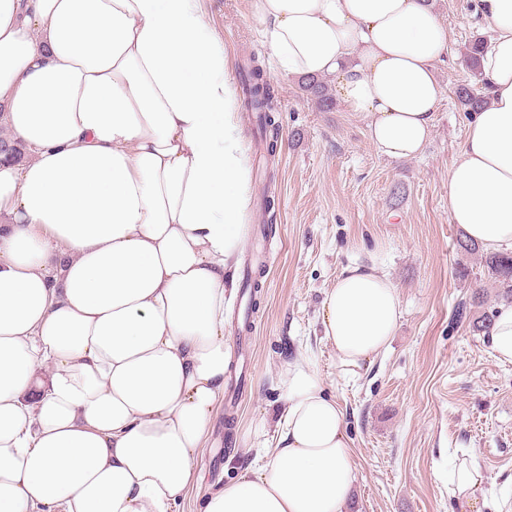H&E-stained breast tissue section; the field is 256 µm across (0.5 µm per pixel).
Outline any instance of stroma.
Masks as SVG:
<instances>
[{"label":"stroma","mask_w":512,"mask_h":512,"mask_svg":"<svg viewBox=\"0 0 512 512\" xmlns=\"http://www.w3.org/2000/svg\"><path fill=\"white\" fill-rule=\"evenodd\" d=\"M478 0H434L448 32L436 68L443 88L433 131L420 156L393 161L371 146L366 124L343 104L319 110L298 79L277 71L251 0H203L224 41L228 78L258 57L280 104L273 163L259 159L251 112L240 118L250 158L242 264L258 263L261 289L250 332L239 333V296L224 305L232 375H244L235 406L220 405L197 457L199 478L174 512H202L209 492L234 481L274 447L283 407L280 373L304 358L345 413L356 465L353 512H459L448 489L455 458H476L478 500H512V363L496 360L484 334L458 317L482 294L499 307V285L479 254L460 248L448 217V171L467 118L453 94L473 83L463 53L490 32ZM273 207H266V200ZM349 265L372 267L398 287L403 317L389 349L361 375H340L321 326V303Z\"/></svg>","instance_id":"obj_1"}]
</instances>
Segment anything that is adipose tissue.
<instances>
[{
  "mask_svg": "<svg viewBox=\"0 0 512 512\" xmlns=\"http://www.w3.org/2000/svg\"><path fill=\"white\" fill-rule=\"evenodd\" d=\"M491 31L486 105L448 173V217L512 250V0ZM280 70L331 77L392 160L418 155L442 101L448 33L431 0H252ZM0 512H172L196 478L231 355L249 157L224 43L200 0H0ZM399 291L343 269L321 306L336 366L385 352ZM275 448L203 512H349L345 414L287 365Z\"/></svg>",
  "mask_w": 512,
  "mask_h": 512,
  "instance_id": "ef3b65f1",
  "label": "adipose tissue"
}]
</instances>
